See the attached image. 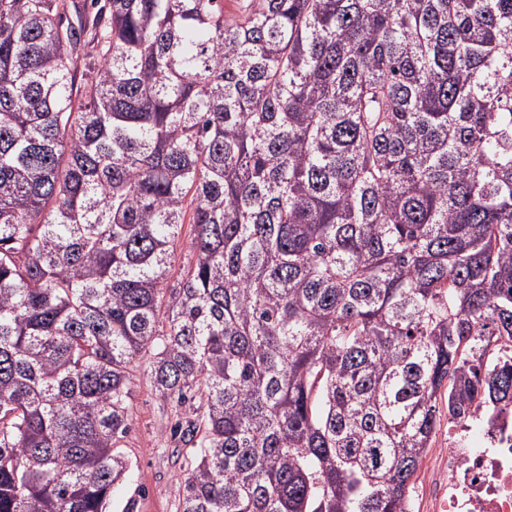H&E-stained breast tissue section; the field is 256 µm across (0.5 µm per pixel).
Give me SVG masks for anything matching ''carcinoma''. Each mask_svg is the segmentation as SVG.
I'll list each match as a JSON object with an SVG mask.
<instances>
[{"mask_svg": "<svg viewBox=\"0 0 512 512\" xmlns=\"http://www.w3.org/2000/svg\"><path fill=\"white\" fill-rule=\"evenodd\" d=\"M0 0V512H409L512 410V0ZM190 225L193 258L169 285ZM131 405L133 422L122 447L132 462L134 479L112 491L113 509L133 500L134 512H175L182 498L185 480L183 455H171V425L175 423L174 404L151 386L141 370L133 373Z\"/></svg>", "mask_w": 512, "mask_h": 512, "instance_id": "1", "label": "carcinoma"}]
</instances>
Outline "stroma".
<instances>
[{"label":"stroma","mask_w":512,"mask_h":512,"mask_svg":"<svg viewBox=\"0 0 512 512\" xmlns=\"http://www.w3.org/2000/svg\"><path fill=\"white\" fill-rule=\"evenodd\" d=\"M132 426L123 450L132 463L134 478L119 484L112 493V512L134 502L135 512H176L184 491L183 457L171 455L170 428L175 409L151 386L148 376L135 372L131 383ZM448 429L440 427L428 448L411 492L413 512H433L435 493L444 468Z\"/></svg>","instance_id":"35a3bbf8"}]
</instances>
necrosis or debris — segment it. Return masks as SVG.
Instances as JSON below:
<instances>
[{"label": "necrosis or debris", "instance_id": "1", "mask_svg": "<svg viewBox=\"0 0 512 512\" xmlns=\"http://www.w3.org/2000/svg\"><path fill=\"white\" fill-rule=\"evenodd\" d=\"M448 492L434 512H512V414L496 423L484 410L448 428Z\"/></svg>", "mask_w": 512, "mask_h": 512}]
</instances>
